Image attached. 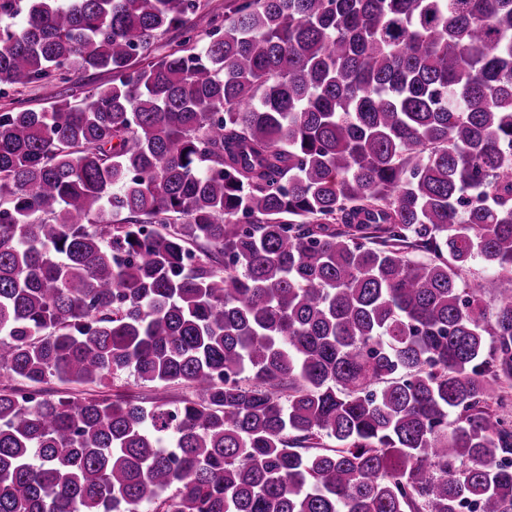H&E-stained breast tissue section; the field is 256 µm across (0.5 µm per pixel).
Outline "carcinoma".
<instances>
[{
  "instance_id": "1",
  "label": "carcinoma",
  "mask_w": 512,
  "mask_h": 512,
  "mask_svg": "<svg viewBox=\"0 0 512 512\" xmlns=\"http://www.w3.org/2000/svg\"><path fill=\"white\" fill-rule=\"evenodd\" d=\"M198 7L0 0V512H512V0ZM200 8L188 16L186 29L191 31V35L199 34L201 42L209 39V34L213 30L211 20L224 16V6L231 0H200ZM18 102H23L27 107L35 109H49L51 106L41 83L2 90L0 94V112L17 107ZM73 393L74 396H84L86 392L101 391L103 394L123 396L131 399L144 398L150 400L155 397H163L168 402H175L179 400L185 391L179 387H173L167 390L166 393L160 395L156 393L151 384H143L139 382L133 375L129 373L121 374L120 376L112 379V383L107 388L84 387L67 390Z\"/></svg>"
}]
</instances>
